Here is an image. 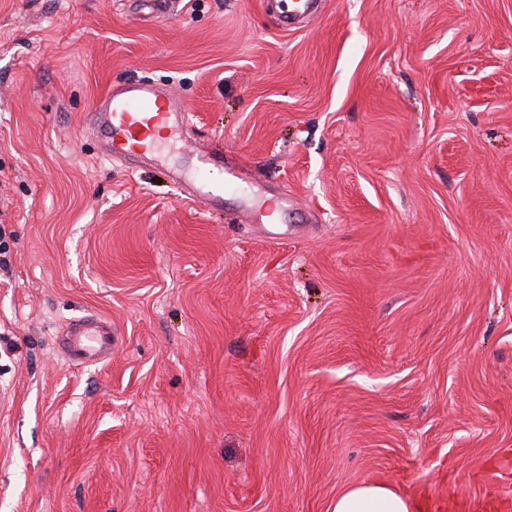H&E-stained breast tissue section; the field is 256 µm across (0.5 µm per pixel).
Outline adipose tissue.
<instances>
[{"label": "adipose tissue", "mask_w": 512, "mask_h": 512, "mask_svg": "<svg viewBox=\"0 0 512 512\" xmlns=\"http://www.w3.org/2000/svg\"><path fill=\"white\" fill-rule=\"evenodd\" d=\"M417 499L380 482L352 486L337 494L330 512H420Z\"/></svg>", "instance_id": "ef3b65f1"}]
</instances>
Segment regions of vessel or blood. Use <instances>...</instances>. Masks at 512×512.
<instances>
[{"mask_svg":"<svg viewBox=\"0 0 512 512\" xmlns=\"http://www.w3.org/2000/svg\"><path fill=\"white\" fill-rule=\"evenodd\" d=\"M192 115L156 89L129 83L109 88L89 113V129L102 144L103 156L110 161H143L156 158L161 130L177 138ZM195 164L190 172L174 171V180L186 183L188 194L204 206L224 204V181L234 178L233 169L224 164V149L219 145L192 146ZM118 338L109 319L89 315L69 321L60 331L58 347L67 359L78 365H95L109 359Z\"/></svg>","mask_w":512,"mask_h":512,"instance_id":"b4317fda","label":"vessel or blood"}]
</instances>
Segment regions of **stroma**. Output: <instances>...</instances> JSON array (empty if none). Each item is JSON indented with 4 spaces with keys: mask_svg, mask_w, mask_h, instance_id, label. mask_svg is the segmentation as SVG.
<instances>
[{
    "mask_svg": "<svg viewBox=\"0 0 512 512\" xmlns=\"http://www.w3.org/2000/svg\"><path fill=\"white\" fill-rule=\"evenodd\" d=\"M0 0V512H512V0ZM140 81L238 177L110 162ZM119 335L78 366L55 337ZM195 158L192 171L184 174L181 170L172 172V179L188 185V195L208 208L224 205V173L228 182L237 178L232 168L224 166V148L220 145H191ZM218 172L221 177L215 178ZM223 174V176H222ZM58 336L60 351L77 365H95L107 361L118 341L112 322L99 315L69 321ZM330 512H421L418 500L390 485L371 481L352 486L332 501Z\"/></svg>",
    "mask_w": 512,
    "mask_h": 512,
    "instance_id": "1",
    "label": "stroma"
}]
</instances>
